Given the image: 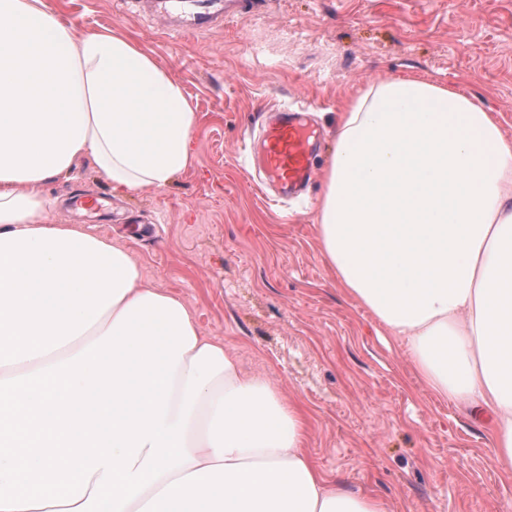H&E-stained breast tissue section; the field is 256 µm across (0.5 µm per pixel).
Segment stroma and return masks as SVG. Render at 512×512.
<instances>
[{"instance_id":"1","label":"stroma","mask_w":512,"mask_h":512,"mask_svg":"<svg viewBox=\"0 0 512 512\" xmlns=\"http://www.w3.org/2000/svg\"><path fill=\"white\" fill-rule=\"evenodd\" d=\"M79 32L128 34L183 86L194 162L167 186L122 195L88 163L45 187L48 220L126 243L145 279L178 296L244 371L308 415L315 466L387 512H512L491 423L434 394L402 345L341 288L317 213L346 101L413 76L472 95L512 139V0H246L197 37L168 35L133 0H50ZM305 108L306 188L269 183L273 109ZM105 211L81 208L85 198Z\"/></svg>"}]
</instances>
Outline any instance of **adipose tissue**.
<instances>
[{"mask_svg":"<svg viewBox=\"0 0 512 512\" xmlns=\"http://www.w3.org/2000/svg\"><path fill=\"white\" fill-rule=\"evenodd\" d=\"M182 85L122 32L0 0V512H386L319 471L307 415L204 336L131 251L51 224L89 161L113 193L193 163ZM318 213L343 288L436 394L489 416L512 472V141L458 90L369 82Z\"/></svg>","mask_w":512,"mask_h":512,"instance_id":"ef3b65f1","label":"adipose tissue"}]
</instances>
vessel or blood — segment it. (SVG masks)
Listing matches in <instances>:
<instances>
[{"instance_id":"vessel-or-blood-1","label":"vessel or blood","mask_w":512,"mask_h":512,"mask_svg":"<svg viewBox=\"0 0 512 512\" xmlns=\"http://www.w3.org/2000/svg\"><path fill=\"white\" fill-rule=\"evenodd\" d=\"M235 0H146L147 12L162 18L171 34H203L231 14ZM266 164L280 186L294 190L311 177L310 144L298 112L283 109L264 131Z\"/></svg>"}]
</instances>
